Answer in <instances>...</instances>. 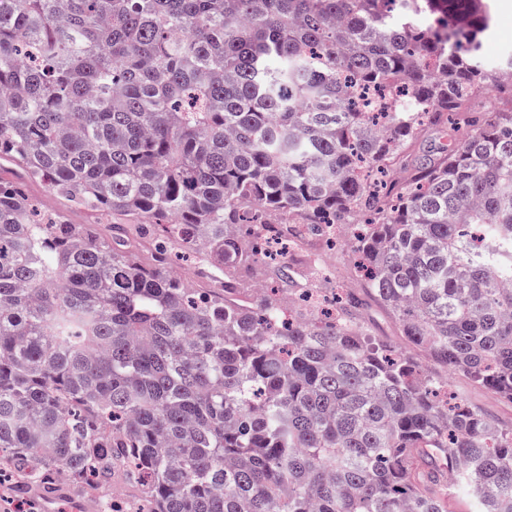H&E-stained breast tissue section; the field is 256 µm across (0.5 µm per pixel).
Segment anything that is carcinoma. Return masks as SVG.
Masks as SVG:
<instances>
[{
  "label": "carcinoma",
  "instance_id": "carcinoma-1",
  "mask_svg": "<svg viewBox=\"0 0 512 512\" xmlns=\"http://www.w3.org/2000/svg\"><path fill=\"white\" fill-rule=\"evenodd\" d=\"M494 0H0V159L127 217L221 280L190 288L121 234L0 181V454L23 495L120 482L138 512H512V424L439 400L448 373L512 403V111L468 104ZM454 45L451 50L448 45ZM459 142L402 182L427 126ZM248 210L354 227L366 293L283 321Z\"/></svg>",
  "mask_w": 512,
  "mask_h": 512
}]
</instances>
